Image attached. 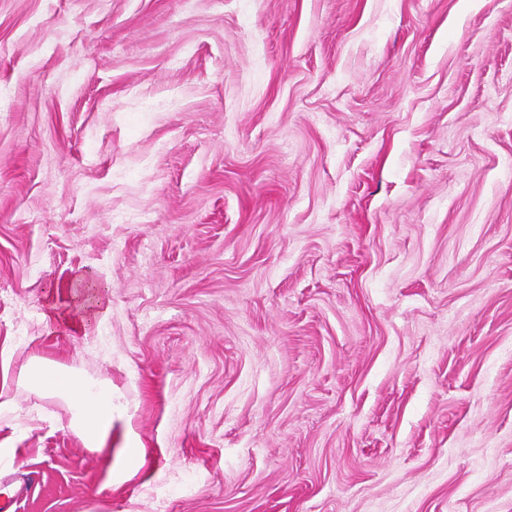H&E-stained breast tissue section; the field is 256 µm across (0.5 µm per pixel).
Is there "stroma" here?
I'll return each mask as SVG.
<instances>
[{"label": "stroma", "mask_w": 512, "mask_h": 512, "mask_svg": "<svg viewBox=\"0 0 512 512\" xmlns=\"http://www.w3.org/2000/svg\"><path fill=\"white\" fill-rule=\"evenodd\" d=\"M0 88L10 512H512V0H0ZM104 288L92 279L86 278L85 274L79 275L75 280L64 287L68 288L66 295L56 290L52 300L47 302V317L62 323L74 336H87V329L92 319L108 310L110 299L104 292L95 291L91 299H82L84 288ZM65 296L69 302L65 306L57 303L58 299ZM17 383L62 398L71 411L69 427L85 448L112 455V381L83 375L57 361L32 354L17 369Z\"/></svg>", "instance_id": "35a3bbf8"}]
</instances>
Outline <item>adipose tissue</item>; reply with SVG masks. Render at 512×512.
<instances>
[{
  "label": "adipose tissue",
  "mask_w": 512,
  "mask_h": 512,
  "mask_svg": "<svg viewBox=\"0 0 512 512\" xmlns=\"http://www.w3.org/2000/svg\"><path fill=\"white\" fill-rule=\"evenodd\" d=\"M92 279L78 276L68 285L67 305L49 301L48 316L62 323L70 334H85L92 319L108 309L106 293L83 298ZM17 382L30 391L62 398L71 411L69 427L84 447L95 451L112 448V382L83 375L74 368L38 355H30L17 369Z\"/></svg>",
  "instance_id": "obj_1"
}]
</instances>
